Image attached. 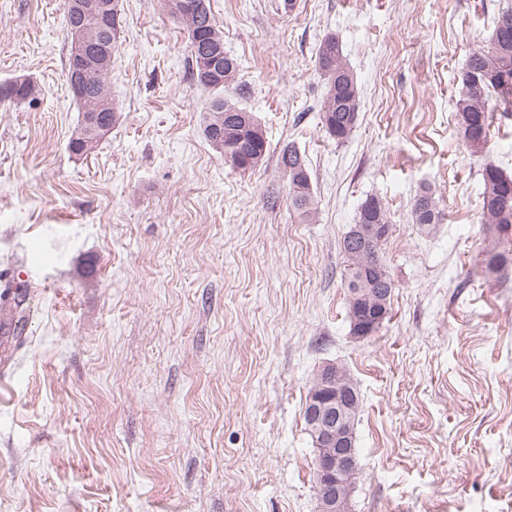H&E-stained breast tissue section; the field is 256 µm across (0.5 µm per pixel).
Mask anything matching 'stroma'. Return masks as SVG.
<instances>
[{
  "mask_svg": "<svg viewBox=\"0 0 512 512\" xmlns=\"http://www.w3.org/2000/svg\"><path fill=\"white\" fill-rule=\"evenodd\" d=\"M119 4L120 119L78 156L63 0H0V86L39 88L0 103V269L27 316L0 361V512H318L304 407L326 363L361 399L349 512H512V264L487 271L480 224L483 169L512 176V115L473 153L454 110L512 0H210L239 64L224 95L266 130L246 172L201 132L183 25ZM328 35L359 89L341 142L320 118ZM425 186L448 212L431 231L412 220ZM369 196L395 288L359 340L342 242ZM281 162L289 178L288 197L293 208L303 219H310L314 213V197L304 161L293 145H285L281 151Z\"/></svg>",
  "mask_w": 512,
  "mask_h": 512,
  "instance_id": "obj_1",
  "label": "stroma"
}]
</instances>
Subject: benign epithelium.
Wrapping results in <instances>:
<instances>
[{
  "instance_id": "1",
  "label": "benign epithelium",
  "mask_w": 512,
  "mask_h": 512,
  "mask_svg": "<svg viewBox=\"0 0 512 512\" xmlns=\"http://www.w3.org/2000/svg\"><path fill=\"white\" fill-rule=\"evenodd\" d=\"M76 41L81 45L69 79L75 94H80L86 64L95 59V38L75 26ZM382 224H357L351 236L359 242L356 254L360 256L363 275L382 279L386 272L367 262V250L383 237ZM389 311V294L374 288L352 289L350 315L351 334L366 338L383 323ZM359 396L347 383L344 370L334 364L323 365L315 375L313 387L305 404L304 416L308 424L316 456L314 475L319 487V512H348L350 482L357 471L355 440L352 439L348 417L358 408Z\"/></svg>"
}]
</instances>
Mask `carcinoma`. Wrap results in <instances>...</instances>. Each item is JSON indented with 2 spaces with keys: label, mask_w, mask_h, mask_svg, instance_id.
<instances>
[{
  "label": "carcinoma",
  "mask_w": 512,
  "mask_h": 512,
  "mask_svg": "<svg viewBox=\"0 0 512 512\" xmlns=\"http://www.w3.org/2000/svg\"><path fill=\"white\" fill-rule=\"evenodd\" d=\"M163 13L185 24L188 31V48L191 58L190 75L198 86L214 93L206 108L202 133L215 148L239 157L237 168L252 170L262 164L267 141L262 125L254 120L253 113L224 98V88L232 85L238 74L237 60L224 52V34L216 21L209 0H200L202 18L194 23L179 14L178 0H159ZM115 44L112 38L104 39L103 50L97 62L83 77V92L101 104L98 125L92 131L80 123L69 141V149L76 155L94 151L102 137L119 120L118 103L112 98L109 75ZM317 65L327 79V91L320 112L328 133L338 141L350 134L357 122L359 92L352 72L342 61L338 40L333 35L325 37L317 50ZM512 73V9L499 12L488 45L475 49L468 57L462 74V92L455 102L456 112L467 114L469 124H459L463 139H472L483 150L488 141L489 127L493 121L492 98L505 105L512 95L501 90L500 78L504 71ZM37 92L35 83L26 79L21 89L11 85L0 86V102L25 99ZM281 162L289 178L288 197L293 208L304 219L314 213V197L304 161L297 149L288 144L282 148ZM482 230L495 236L512 231V177L496 167L482 172ZM414 223L431 229L444 221L445 214L432 193L421 190L413 203ZM357 223L388 224L390 217L381 199L370 196L361 204ZM343 252L345 288L351 289L360 282V270L354 258L356 248L344 237ZM508 253L493 245L486 251L485 264L490 272L497 271L511 262Z\"/></svg>",
  "instance_id": "cac0c4a2"
}]
</instances>
